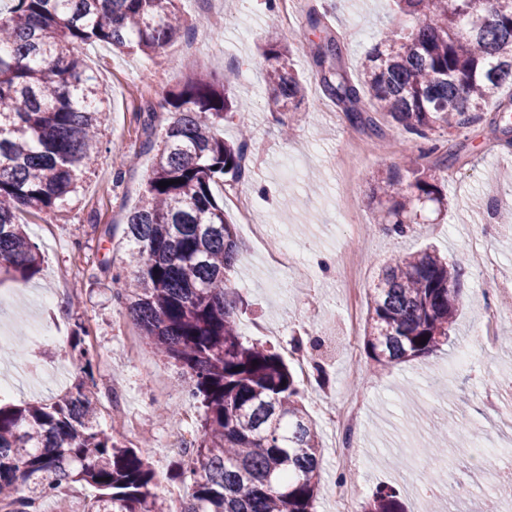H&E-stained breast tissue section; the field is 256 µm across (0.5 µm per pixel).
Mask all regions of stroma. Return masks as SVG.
<instances>
[{"instance_id": "35a3bbf8", "label": "stroma", "mask_w": 512, "mask_h": 512, "mask_svg": "<svg viewBox=\"0 0 512 512\" xmlns=\"http://www.w3.org/2000/svg\"><path fill=\"white\" fill-rule=\"evenodd\" d=\"M204 0H186L189 36L154 55L127 54L111 47H87V63L109 97L110 122L99 151L71 204L46 214L21 213L30 238L44 259L40 273L29 282L0 281V334L9 341L24 337L27 355L20 365L0 362V379L18 390L8 403L50 401L83 377V362L70 348L76 324L96 336L90 348L92 372L100 397L99 423L120 445L136 449L156 473L154 491L164 496L179 455L166 437L185 411L196 410L184 392L188 378L144 340L129 344L135 323L125 305L113 297V274L130 277L127 251L121 243L126 212L138 202L150 173L151 155L135 168L125 157L138 151L149 136L139 107L151 103L159 117L166 93L184 79L183 58L197 72L228 81L244 110L225 123L226 140L248 129L247 152L258 155L240 181L244 191L261 198L273 235L294 239L297 260L282 270L271 267L255 241L240 234L244 260L239 274L240 295L250 308L240 318L241 332L284 351L292 337L321 338L331 403L359 396L366 404L352 437L348 457L335 448L332 430L322 423L324 407L315 385L305 388L303 404L317 422L322 444L320 490L314 512H336L328 486L347 475L358 485L357 503L367 502L377 489L395 488L407 512H418L417 486L432 483L436 512H476L494 500L504 507L512 491L507 466L480 465L475 444L500 448L512 442V425L486 403L488 389L512 377V320L497 329L498 342L481 346L476 336L487 306L512 302V224L492 221L488 206L498 200L512 206V147L494 108L480 120L439 137L440 149L422 153L419 165L432 175L440 172L442 152L457 160L444 183L448 209L439 223L411 225L402 236L391 235L375 221L371 199L376 177L400 165L419 141L384 124L383 137L351 124L341 105L322 92L310 50L323 34L335 36L343 64L357 76L361 64L383 31L393 25L413 26L397 15L393 0H295L291 25L280 9L265 0H245L242 10L229 14L220 29L205 28ZM321 20L312 29L310 17ZM294 43V69L305 84L299 111L275 107L268 98L264 75L269 67L261 47L270 38ZM113 236H106V229ZM485 237L496 263L485 270L468 268L456 334L450 344L430 356L387 367L378 366L364 346L346 344V288L356 283L361 309L381 270L393 257L426 245L442 252L466 251L471 237ZM69 275L64 293L58 279ZM40 324L42 336H22L21 325ZM470 352L468 369L456 366L461 352ZM447 429L448 446L433 469H419L431 435Z\"/></svg>"}]
</instances>
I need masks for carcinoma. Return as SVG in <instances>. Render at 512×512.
Here are the masks:
<instances>
[{
	"instance_id": "1",
	"label": "carcinoma",
	"mask_w": 512,
	"mask_h": 512,
	"mask_svg": "<svg viewBox=\"0 0 512 512\" xmlns=\"http://www.w3.org/2000/svg\"><path fill=\"white\" fill-rule=\"evenodd\" d=\"M179 2L9 0L0 9L1 275L27 282L39 273L41 255L18 214L68 204L109 120L104 91L78 49L105 44L155 53L187 28ZM395 2L416 26L387 29L359 78L343 69L335 38L315 44L325 96L378 137L382 128L360 108L365 98L418 138L475 121L512 82V0ZM263 53L271 61L273 104L298 110L305 85L295 74L293 46L269 41ZM184 70L185 82L164 98L169 117L160 141L140 147L154 152L151 174L123 228L136 273L131 281L112 277L113 297L126 302L141 336L193 378L188 396L202 413L193 451L177 462L186 486L180 512H314L321 448L301 403L303 382L271 346L240 331L246 305L233 274L242 249L212 191L226 175L242 177L247 132L230 143L217 131L245 103L232 100L224 83L197 75L192 62ZM377 193L376 222L397 236L424 205L445 206L439 179L412 161L390 172ZM466 263V254L449 258L433 246L389 260L364 334L377 364L448 344ZM86 335L81 326L71 341L85 362L84 379L50 403L0 404V507L37 512L70 481L96 490L87 512H170L157 506L149 463L98 426ZM362 512L404 506L386 487Z\"/></svg>"
}]
</instances>
